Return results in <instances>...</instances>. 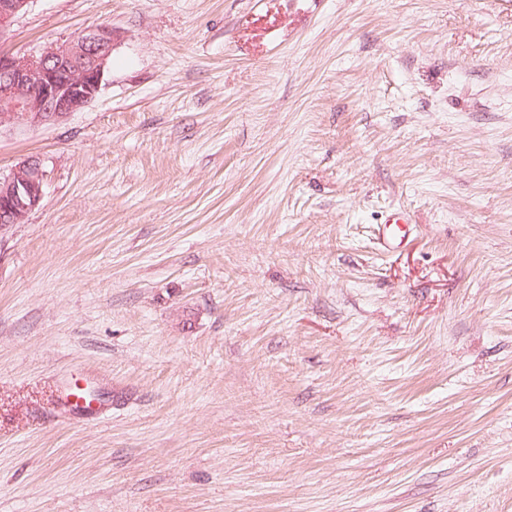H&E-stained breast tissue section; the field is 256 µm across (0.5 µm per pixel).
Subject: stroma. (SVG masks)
<instances>
[{
  "label": "stroma",
  "instance_id": "1",
  "mask_svg": "<svg viewBox=\"0 0 512 512\" xmlns=\"http://www.w3.org/2000/svg\"><path fill=\"white\" fill-rule=\"evenodd\" d=\"M102 24L97 97L0 133L45 171L0 512H512V0H33L0 48ZM398 215L397 212H391L377 224L374 236L376 245L382 252L389 253L398 248L406 237L407 232L404 228L410 224L407 218Z\"/></svg>",
  "mask_w": 512,
  "mask_h": 512
}]
</instances>
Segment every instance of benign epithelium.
I'll return each instance as SVG.
<instances>
[{"instance_id":"obj_1","label":"benign epithelium","mask_w":512,"mask_h":512,"mask_svg":"<svg viewBox=\"0 0 512 512\" xmlns=\"http://www.w3.org/2000/svg\"><path fill=\"white\" fill-rule=\"evenodd\" d=\"M33 0H0V38ZM116 33L100 25L35 54L0 50V131L35 127L77 112L97 96ZM40 161L24 159L0 176V224L22 223L43 198Z\"/></svg>"}]
</instances>
